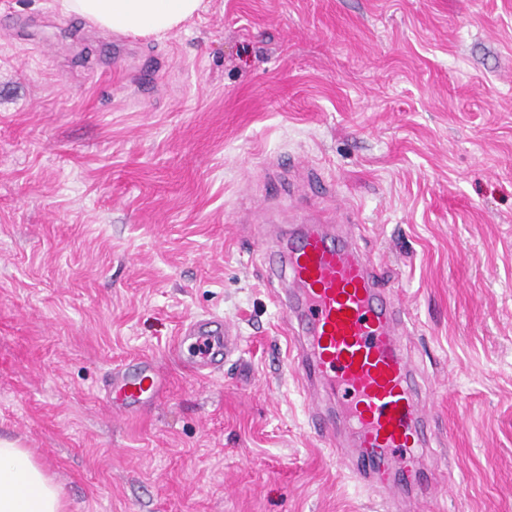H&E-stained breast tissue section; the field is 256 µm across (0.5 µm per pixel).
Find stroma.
Segmentation results:
<instances>
[{
    "mask_svg": "<svg viewBox=\"0 0 512 512\" xmlns=\"http://www.w3.org/2000/svg\"><path fill=\"white\" fill-rule=\"evenodd\" d=\"M125 43L0 0V436L69 512H382L309 427L253 253L335 194L433 415L394 492L512 512V0H204ZM196 316L241 339L209 377L170 352ZM139 356L167 390L112 417Z\"/></svg>",
    "mask_w": 512,
    "mask_h": 512,
    "instance_id": "stroma-1",
    "label": "stroma"
}]
</instances>
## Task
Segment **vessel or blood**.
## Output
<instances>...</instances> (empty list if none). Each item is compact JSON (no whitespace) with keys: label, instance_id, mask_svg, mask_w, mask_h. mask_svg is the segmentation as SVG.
I'll return each instance as SVG.
<instances>
[{"label":"vessel or blood","instance_id":"1","mask_svg":"<svg viewBox=\"0 0 512 512\" xmlns=\"http://www.w3.org/2000/svg\"><path fill=\"white\" fill-rule=\"evenodd\" d=\"M349 214L339 205L324 220L304 219L264 242L259 261L288 279L282 328L296 351L290 368L306 395L310 428L345 473L378 493L388 481V451L426 445L430 417L405 353L404 311L355 243L331 230ZM238 348L230 327L207 316L183 324L173 343L197 376L221 371ZM163 390L152 360L114 365L111 411L139 414Z\"/></svg>","mask_w":512,"mask_h":512}]
</instances>
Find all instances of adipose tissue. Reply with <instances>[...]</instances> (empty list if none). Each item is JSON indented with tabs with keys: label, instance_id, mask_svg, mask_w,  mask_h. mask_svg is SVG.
<instances>
[{
	"label": "adipose tissue",
	"instance_id": "adipose-tissue-1",
	"mask_svg": "<svg viewBox=\"0 0 512 512\" xmlns=\"http://www.w3.org/2000/svg\"><path fill=\"white\" fill-rule=\"evenodd\" d=\"M66 12L100 29L164 37L192 17L201 0H62ZM0 512H68L62 487L18 441L0 438Z\"/></svg>",
	"mask_w": 512,
	"mask_h": 512
}]
</instances>
